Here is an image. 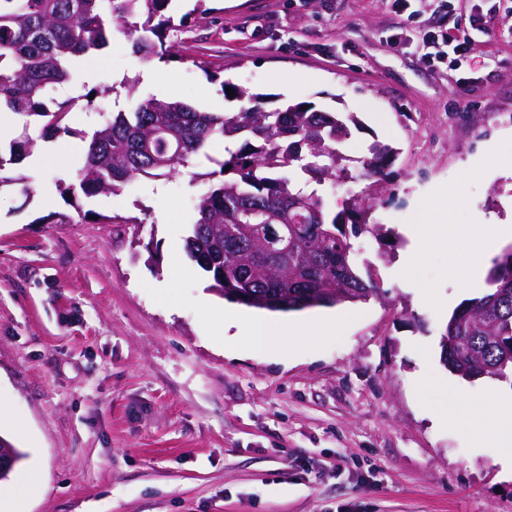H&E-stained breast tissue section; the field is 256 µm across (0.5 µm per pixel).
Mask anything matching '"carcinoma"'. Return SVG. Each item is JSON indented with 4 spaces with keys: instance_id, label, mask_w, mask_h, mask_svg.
<instances>
[{
    "instance_id": "carcinoma-1",
    "label": "carcinoma",
    "mask_w": 512,
    "mask_h": 512,
    "mask_svg": "<svg viewBox=\"0 0 512 512\" xmlns=\"http://www.w3.org/2000/svg\"><path fill=\"white\" fill-rule=\"evenodd\" d=\"M171 0H0V112L36 117L40 139L71 133L73 102L94 108L99 94L78 76L76 63L109 46L112 30L135 37L134 54L148 67L175 56L167 42ZM72 96L47 105L49 89ZM236 112H208L178 101L138 99L126 89L130 111L106 117L94 130L82 178L72 195L115 194L130 181L169 179L215 142H232L222 157L207 156L222 182L204 192L185 238L189 258L224 288L247 294L253 307L278 301L284 311L330 302H362L378 295L362 275L351 239L371 234L384 245L383 227L370 221L371 193L351 195L334 211L318 192L326 183L359 176L384 186L395 150L374 142L367 153L346 152L351 113L285 104L270 112L264 96L231 86ZM37 140L27 134L0 149V189L30 198L32 177L19 171ZM488 289L458 307L440 338L441 361L466 378L475 370L512 380V249L488 270Z\"/></svg>"
}]
</instances>
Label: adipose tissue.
Returning a JSON list of instances; mask_svg holds the SVG:
<instances>
[{
    "mask_svg": "<svg viewBox=\"0 0 512 512\" xmlns=\"http://www.w3.org/2000/svg\"><path fill=\"white\" fill-rule=\"evenodd\" d=\"M206 324L220 336L243 346L269 353L302 344L308 333L305 322L287 323L263 316H244L204 305ZM436 419L472 427L474 436L486 448L495 449L497 460L512 468V398H494L481 403L459 398L448 409H437Z\"/></svg>",
    "mask_w": 512,
    "mask_h": 512,
    "instance_id": "adipose-tissue-1",
    "label": "adipose tissue"
}]
</instances>
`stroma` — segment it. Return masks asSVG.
I'll return each mask as SVG.
<instances>
[{
	"label": "stroma",
	"instance_id": "obj_1",
	"mask_svg": "<svg viewBox=\"0 0 512 512\" xmlns=\"http://www.w3.org/2000/svg\"><path fill=\"white\" fill-rule=\"evenodd\" d=\"M172 0L177 55L158 64L165 100L232 112L224 82L361 126L346 144L397 149L370 234L353 241L380 286L364 302L278 311V320L343 319L281 356L218 336L203 301L225 300L185 252L209 164L174 178L135 179L114 195L69 197L87 132L69 114L75 149L39 143V194L0 191V406L19 448L13 472L38 471L27 512H512V470L478 447L469 427L440 425L433 409L461 393L477 402L512 391L466 381L440 361V336L468 293L455 269L482 247V220L512 222V0ZM466 31L463 67L416 44ZM85 77L155 95L123 33L89 59ZM301 75L297 86L288 74ZM57 214L70 216L54 223ZM448 217V243L426 241L419 276L440 307L402 284L410 225Z\"/></svg>",
	"mask_w": 512,
	"mask_h": 512
}]
</instances>
